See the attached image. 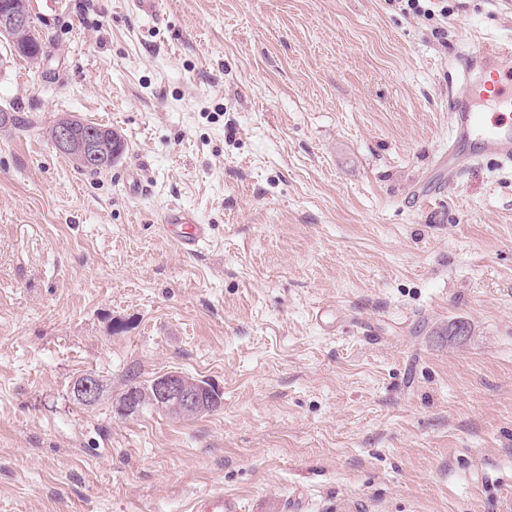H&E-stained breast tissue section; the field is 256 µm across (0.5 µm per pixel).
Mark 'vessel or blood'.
Masks as SVG:
<instances>
[{
    "label": "vessel or blood",
    "mask_w": 512,
    "mask_h": 512,
    "mask_svg": "<svg viewBox=\"0 0 512 512\" xmlns=\"http://www.w3.org/2000/svg\"><path fill=\"white\" fill-rule=\"evenodd\" d=\"M463 89L449 96L452 145L448 149V178L457 180L465 164L494 156L512 164V43L483 45L467 56L462 69ZM492 105L498 118L486 121L480 103ZM160 222L178 249L196 254L210 238V227L189 212L166 209ZM192 512H234L223 493L197 498Z\"/></svg>",
    "instance_id": "obj_1"
}]
</instances>
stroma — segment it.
<instances>
[{
	"instance_id": "1",
	"label": "stroma",
	"mask_w": 512,
	"mask_h": 512,
	"mask_svg": "<svg viewBox=\"0 0 512 512\" xmlns=\"http://www.w3.org/2000/svg\"><path fill=\"white\" fill-rule=\"evenodd\" d=\"M429 7L31 0L52 48L0 42V512H512V164L441 167L459 56L512 38V0ZM63 113L125 154L81 172ZM170 370L221 407L113 413ZM160 222L178 249L187 255H195L210 238V226L197 224L194 216L185 210L168 208L161 214ZM104 389L101 381L93 375L84 374L71 385V394L83 406H94L103 397ZM193 512H234L230 501L224 498V493L216 492L198 497L193 505Z\"/></svg>"
}]
</instances>
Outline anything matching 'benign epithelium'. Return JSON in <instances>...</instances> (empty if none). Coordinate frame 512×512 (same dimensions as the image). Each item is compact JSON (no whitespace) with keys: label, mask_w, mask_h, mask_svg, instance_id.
<instances>
[{"label":"benign epithelium","mask_w":512,"mask_h":512,"mask_svg":"<svg viewBox=\"0 0 512 512\" xmlns=\"http://www.w3.org/2000/svg\"><path fill=\"white\" fill-rule=\"evenodd\" d=\"M0 32L11 39L13 50H29V38L33 37L32 18L27 0H10L0 11ZM109 138L107 129L85 130L77 119L64 114L57 118L53 131L54 147L73 157L81 166L95 165L107 168L118 152L106 151ZM101 381L93 375L84 374L71 385V394L83 405H96L103 397ZM153 403L164 414L175 417H196L216 409L221 392L213 383L194 378L180 371H168L154 377L149 390ZM138 393L131 392L126 398L113 401L118 414L129 415L136 411Z\"/></svg>","instance_id":"obj_1"}]
</instances>
